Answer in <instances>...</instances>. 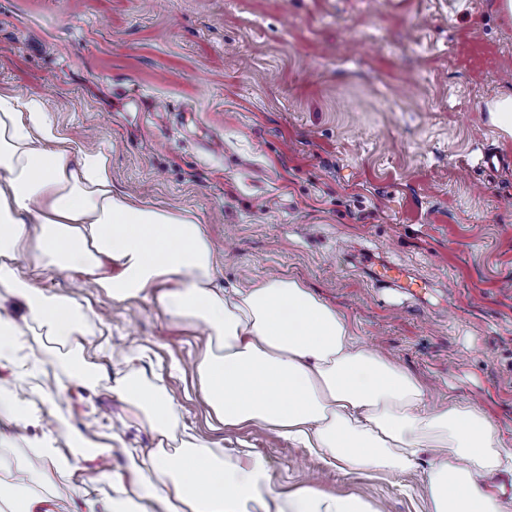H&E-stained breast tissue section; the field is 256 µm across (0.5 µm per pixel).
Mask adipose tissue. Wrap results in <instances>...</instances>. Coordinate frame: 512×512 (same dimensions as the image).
<instances>
[{
  "mask_svg": "<svg viewBox=\"0 0 512 512\" xmlns=\"http://www.w3.org/2000/svg\"><path fill=\"white\" fill-rule=\"evenodd\" d=\"M218 254L189 212L147 206L112 187L109 156L60 136L39 97L0 91V367H36L27 342L45 337L70 362L67 383L95 389L109 336L90 335L89 309L22 279L68 271L111 302L156 303L173 323L202 327L207 348L191 377L220 424H261L349 470L413 471L431 512H512L491 485L512 450L489 419L454 403L427 407L426 386L391 358L360 345L345 316L295 279L269 276L249 288L216 282ZM112 393L147 423L152 448H127L123 470L94 486L75 480L74 457L51 436L29 446L46 463L37 495H6L0 512H41L65 490L83 512H373L355 497L272 482L266 461L240 460L181 431L162 382L133 374Z\"/></svg>",
  "mask_w": 512,
  "mask_h": 512,
  "instance_id": "ef3b65f1",
  "label": "adipose tissue"
}]
</instances>
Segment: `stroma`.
I'll return each mask as SVG.
<instances>
[{
    "label": "stroma",
    "mask_w": 512,
    "mask_h": 512,
    "mask_svg": "<svg viewBox=\"0 0 512 512\" xmlns=\"http://www.w3.org/2000/svg\"><path fill=\"white\" fill-rule=\"evenodd\" d=\"M0 90L36 95L75 145L112 157V185L187 211L221 253L218 282H304L447 399L482 411L512 448V154L487 101L512 92V18L501 0H0ZM396 264L425 300L376 281ZM117 350L96 391H57L0 369V395L36 408L12 450L86 429L130 448L149 427L112 397L119 372L162 374L211 447L263 457L276 483L321 475L375 512H429L420 474L328 467L266 428L211 429L183 367L204 348L156 305L112 311Z\"/></svg>",
    "instance_id": "35a3bbf8"
}]
</instances>
